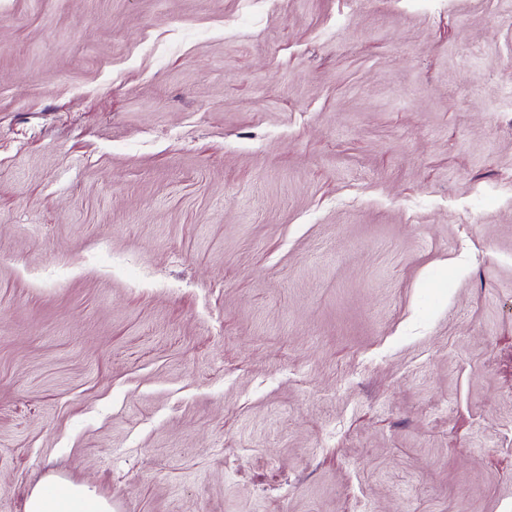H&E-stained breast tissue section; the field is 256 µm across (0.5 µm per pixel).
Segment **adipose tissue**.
<instances>
[{
  "label": "adipose tissue",
  "mask_w": 512,
  "mask_h": 512,
  "mask_svg": "<svg viewBox=\"0 0 512 512\" xmlns=\"http://www.w3.org/2000/svg\"><path fill=\"white\" fill-rule=\"evenodd\" d=\"M25 512H112V501L88 484L51 475L31 490Z\"/></svg>",
  "instance_id": "ef3b65f1"
}]
</instances>
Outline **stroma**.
<instances>
[{"mask_svg": "<svg viewBox=\"0 0 512 512\" xmlns=\"http://www.w3.org/2000/svg\"><path fill=\"white\" fill-rule=\"evenodd\" d=\"M512 512V0H0V512ZM25 512H112V501L88 484L50 475L31 490Z\"/></svg>", "mask_w": 512, "mask_h": 512, "instance_id": "35a3bbf8", "label": "stroma"}]
</instances>
